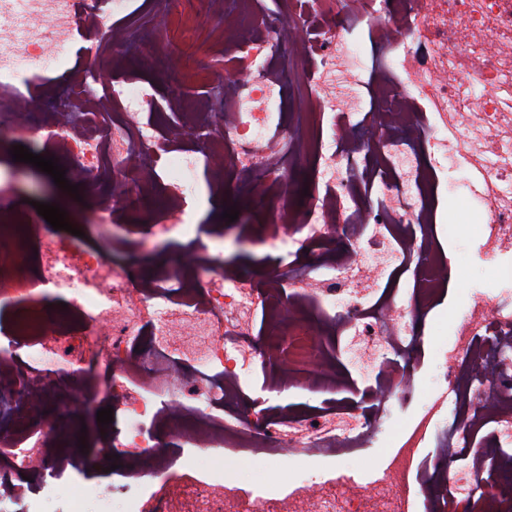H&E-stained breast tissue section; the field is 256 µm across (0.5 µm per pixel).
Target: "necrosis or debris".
I'll return each instance as SVG.
<instances>
[{
	"instance_id": "necrosis-or-debris-1",
	"label": "necrosis or debris",
	"mask_w": 512,
	"mask_h": 512,
	"mask_svg": "<svg viewBox=\"0 0 512 512\" xmlns=\"http://www.w3.org/2000/svg\"><path fill=\"white\" fill-rule=\"evenodd\" d=\"M243 2L238 15L229 0L205 5L225 66H244L249 81L207 72L224 90L220 112L171 96L163 113L129 79L96 96L89 69L44 87L37 103L16 83L59 65L77 32L102 58L156 72L162 35L135 34L121 19L126 0H108L105 13L96 0H0V139L78 164L101 226L123 224L156 193L140 215L146 251L185 232L186 195L161 182L174 164L260 202L271 245L299 251L295 268L260 282L206 249L141 273L0 211V311L10 314L0 324V399L13 410L0 425V505L41 512L35 483L103 466L100 456L77 464L62 454L48 413L66 407L65 384L78 377L85 407L124 413L110 440L126 463L117 512H512V0H281L277 13ZM349 17L384 50L366 108ZM296 27L307 31L299 45L287 35ZM397 71L407 85L394 83ZM306 162L325 193L294 211L284 185ZM463 163L482 180L477 256L506 276L469 300L440 353L438 399L380 471L337 467L343 449L383 438L384 394L413 397L404 364L424 343L416 320L452 271L437 188ZM401 279L411 286L403 302L387 289ZM58 297L66 308L53 306ZM342 359L375 381L349 406L337 397ZM260 364L268 392L327 394L329 407L230 410ZM164 442L172 454H159ZM283 445L295 471L287 486L267 478L246 490L224 471L225 449L273 455Z\"/></svg>"
}]
</instances>
